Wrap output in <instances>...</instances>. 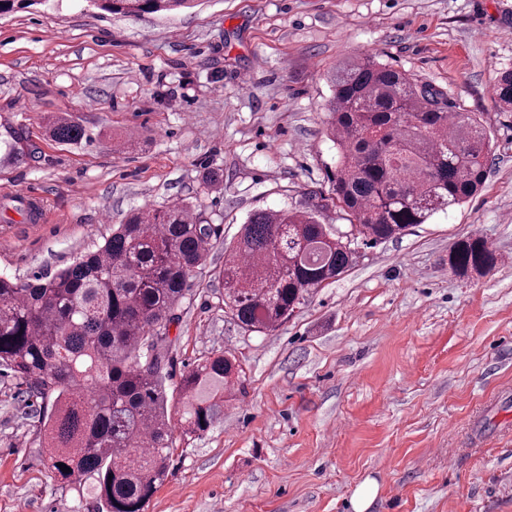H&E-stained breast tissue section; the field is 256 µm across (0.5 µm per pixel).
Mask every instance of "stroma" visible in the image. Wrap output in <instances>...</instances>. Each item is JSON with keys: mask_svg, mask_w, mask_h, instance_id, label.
<instances>
[{"mask_svg": "<svg viewBox=\"0 0 512 512\" xmlns=\"http://www.w3.org/2000/svg\"><path fill=\"white\" fill-rule=\"evenodd\" d=\"M481 116L490 154L466 203L361 248L267 333L237 326L217 272L258 209L317 210L332 191L331 72L362 54ZM512 0H197L115 16L89 0L0 15V275L70 265L135 208L190 205L214 230L169 328L168 391L229 350L245 391L208 431L178 441L145 512H512ZM79 123L73 143L56 121ZM478 237L486 275L448 264ZM50 408L0 368V512H96L48 478ZM378 493V485L373 480H366L354 493L351 505L353 512H367L373 505Z\"/></svg>", "mask_w": 512, "mask_h": 512, "instance_id": "35a3bbf8", "label": "stroma"}]
</instances>
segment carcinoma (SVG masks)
<instances>
[{"instance_id": "carcinoma-1", "label": "carcinoma", "mask_w": 512, "mask_h": 512, "mask_svg": "<svg viewBox=\"0 0 512 512\" xmlns=\"http://www.w3.org/2000/svg\"><path fill=\"white\" fill-rule=\"evenodd\" d=\"M123 16L170 13L193 0H92ZM326 104L337 149L333 187L356 242L307 211L252 212L224 248V305L247 332L273 331L314 290L338 279L366 247L466 202L482 185L490 152L484 120L452 109L447 96L371 57L330 78ZM512 111V71L495 85ZM82 136L60 120L58 141ZM212 228L187 205L138 209L103 245L50 278L0 276V366L51 413L43 421L46 469L96 500L97 512H144L167 476L176 443L165 414L169 325L189 275L205 262ZM461 273H486L496 258L479 238L448 257ZM242 365L218 354L197 364L177 389L180 437L209 429ZM71 469L65 473L58 467Z\"/></svg>"}]
</instances>
